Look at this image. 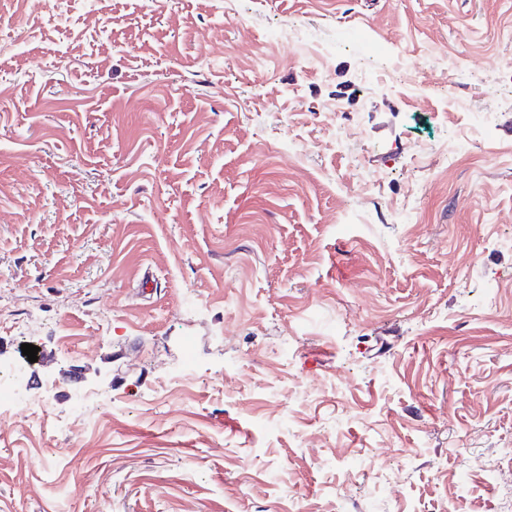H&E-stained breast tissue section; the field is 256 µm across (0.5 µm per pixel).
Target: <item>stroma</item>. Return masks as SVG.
Segmentation results:
<instances>
[{"instance_id": "stroma-1", "label": "stroma", "mask_w": 512, "mask_h": 512, "mask_svg": "<svg viewBox=\"0 0 512 512\" xmlns=\"http://www.w3.org/2000/svg\"><path fill=\"white\" fill-rule=\"evenodd\" d=\"M508 60L512 0H0V512H497Z\"/></svg>"}]
</instances>
